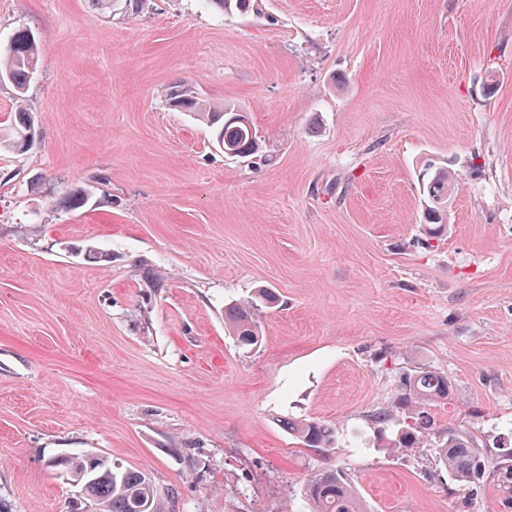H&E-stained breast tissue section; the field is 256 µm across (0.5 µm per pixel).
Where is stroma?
Masks as SVG:
<instances>
[{"label":"stroma","instance_id":"stroma-1","mask_svg":"<svg viewBox=\"0 0 512 512\" xmlns=\"http://www.w3.org/2000/svg\"><path fill=\"white\" fill-rule=\"evenodd\" d=\"M262 9L0 0V45L40 47L38 136L0 152V512H96L47 466L87 453L150 474L168 512H309L324 467L367 512H505L492 474L455 486L435 449L462 430L491 466L512 446V0ZM180 81L247 112L261 151L227 157L170 109ZM430 162L456 182L429 245ZM260 288L279 304L246 352L224 306ZM424 365L454 391L392 447L372 415ZM304 417L335 450L288 434ZM146 0H90L92 6L99 14L108 18L116 15L130 16L141 12ZM288 434L299 440L305 448L329 452L335 448V429L329 423L315 418L283 422Z\"/></svg>","mask_w":512,"mask_h":512}]
</instances>
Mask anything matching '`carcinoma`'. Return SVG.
Masks as SVG:
<instances>
[{
    "mask_svg": "<svg viewBox=\"0 0 512 512\" xmlns=\"http://www.w3.org/2000/svg\"><path fill=\"white\" fill-rule=\"evenodd\" d=\"M99 14L108 18L130 16L141 12L145 0H90ZM224 13H252L261 16L259 0H208ZM39 58V44L34 35L22 28L10 39V45L0 50V83L14 89L17 100L14 121L0 130V145L15 152H23L33 142L35 130L22 94L32 78ZM170 107L181 112H193L212 128L216 142L222 144L224 154L246 158L259 151L257 136L246 113L231 107L218 108L199 98L187 84L170 88L166 94ZM455 181V173L445 167L428 165L422 178L424 210L423 235L440 239L447 231L448 191ZM224 323L242 348L255 347L261 341L260 327L249 303H230L224 308ZM452 385L448 376L430 367H421L407 374L400 385L399 409L402 410L401 437L411 442L418 434L430 429L429 410L448 402ZM283 425L288 434L308 449L329 452L334 449L335 429L315 419L287 420ZM440 469L460 487L476 484L485 475L482 454L466 432H449L435 448ZM70 477L81 484L96 512H164L157 489L150 477L141 471L102 467L89 471L87 456L66 458ZM500 498L512 503V448L503 449L496 468ZM310 512H366L361 499L347 475L340 469L326 468L315 473L305 486Z\"/></svg>",
    "mask_w": 512,
    "mask_h": 512,
    "instance_id": "carcinoma-1",
    "label": "carcinoma"
}]
</instances>
